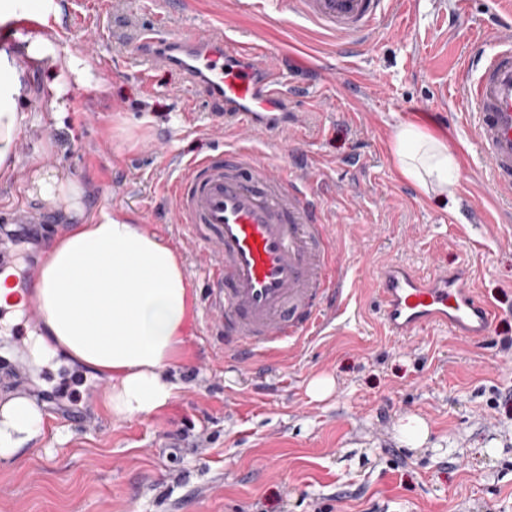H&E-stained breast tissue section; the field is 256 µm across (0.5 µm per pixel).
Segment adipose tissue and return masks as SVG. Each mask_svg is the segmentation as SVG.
Masks as SVG:
<instances>
[{"instance_id": "ef3b65f1", "label": "adipose tissue", "mask_w": 512, "mask_h": 512, "mask_svg": "<svg viewBox=\"0 0 512 512\" xmlns=\"http://www.w3.org/2000/svg\"><path fill=\"white\" fill-rule=\"evenodd\" d=\"M25 53L51 76L44 109L61 112L70 84L95 77L92 59L41 33L27 36ZM28 88L11 53L0 48V180L15 169ZM392 155L400 174L423 193L454 198L456 159L447 144L411 122L396 129ZM31 197L79 207L81 187L57 172L31 175ZM35 302L54 351L106 374L104 406L118 419L147 417L164 408L176 386L166 373L187 332L188 282L177 250L133 219L100 209L46 251ZM44 412L23 395L0 399V460L22 463L44 433Z\"/></svg>"}]
</instances>
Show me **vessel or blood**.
<instances>
[{"mask_svg": "<svg viewBox=\"0 0 512 512\" xmlns=\"http://www.w3.org/2000/svg\"><path fill=\"white\" fill-rule=\"evenodd\" d=\"M279 11L312 23L341 44L366 46L392 0H272ZM147 66L180 70L189 91L224 109L239 143L179 165L167 189L183 237L203 244L213 260L203 304L210 328L224 337L234 362L301 345L347 311V272L336 257L325 213L308 173L265 163L249 143L265 133L299 128L288 112L293 86L260 41L233 31L186 29L169 38L146 31L138 45ZM462 75L474 138L496 188L512 190V40L493 52L472 48ZM377 313L390 335L411 338L430 329L480 340L497 308L469 284L464 269L427 273L390 263L376 281Z\"/></svg>", "mask_w": 512, "mask_h": 512, "instance_id": "obj_1", "label": "vessel or blood"}]
</instances>
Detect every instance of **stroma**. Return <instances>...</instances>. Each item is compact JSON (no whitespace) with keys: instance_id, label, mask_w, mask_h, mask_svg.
Listing matches in <instances>:
<instances>
[{"instance_id":"stroma-1","label":"stroma","mask_w":512,"mask_h":512,"mask_svg":"<svg viewBox=\"0 0 512 512\" xmlns=\"http://www.w3.org/2000/svg\"><path fill=\"white\" fill-rule=\"evenodd\" d=\"M44 32L64 46L94 40L96 80L71 85L69 112L41 109L50 79L17 53L30 88L17 109L13 177L0 181V225L19 212L51 224L37 244L6 243L19 274L36 275L44 249L100 208L147 225L171 245L180 232L163 195L177 164L236 137L196 101L186 121L184 75L153 68L140 79L138 32L227 27L263 38L296 86L289 111L302 135L274 130L262 159L300 167L319 157L320 201L336 252L359 294L393 261L426 272L469 265L479 292L499 309L487 340L435 330L412 342L386 335L367 304L291 355L231 366L206 333L201 288L209 268L181 249L192 326L167 369L179 389L160 412L118 419L103 405L107 381L61 354L37 359L43 328L16 311L0 325V389L35 400L46 430L21 465L0 463V512H512V192H499L473 140L461 93L473 44L493 50L512 19L494 0H400L366 49L346 50L303 20L247 0H55ZM413 122L458 161L456 207L424 194L392 162L396 128ZM48 167L79 183L80 210L31 198V173ZM334 378L313 399L310 380ZM65 397H58V390ZM416 416L419 447L399 427Z\"/></svg>"}]
</instances>
